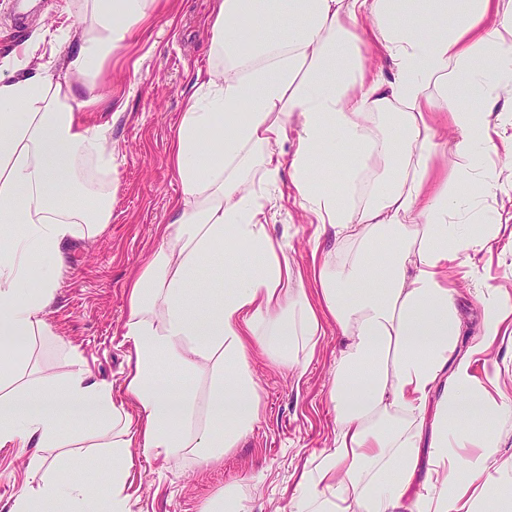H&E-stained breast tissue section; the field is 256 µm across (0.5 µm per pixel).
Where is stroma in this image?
Instances as JSON below:
<instances>
[{"label": "stroma", "instance_id": "1", "mask_svg": "<svg viewBox=\"0 0 512 512\" xmlns=\"http://www.w3.org/2000/svg\"><path fill=\"white\" fill-rule=\"evenodd\" d=\"M81 0H33L19 16L16 0H0V58L53 73L64 69L65 46H78L87 23L77 19ZM216 0H168L154 13L148 31L158 46L149 54L123 48L98 78L100 103L85 120L112 128L119 156L112 180L118 190L112 203V226L92 242L65 251V268L48 314L57 336L39 349L38 370L44 383L68 370L61 344L74 347L92 374L121 388L128 372L129 348L121 342L127 318L124 284L154 249L155 227L170 218V202L179 190L167 155L196 73L210 64L209 47ZM489 217L500 226L494 246L475 260H459L449 270L458 293L461 346L480 336L481 299L489 288L512 296V191L490 202ZM267 230L282 241L301 268L311 263L313 244L332 249V229L312 223L289 196L275 191L266 208ZM316 358L304 376L274 368L263 358L253 362L254 381L264 417L238 448L221 462L208 463L189 454L167 459L133 447L132 477L127 489L130 512H204L230 482L248 480L250 512H285L297 474L313 454L331 447L336 420L328 394L334 378L336 326L326 323ZM28 448H0V512H10L28 475ZM43 456H64L62 476L91 487L104 484L112 468L108 456L86 449L46 448Z\"/></svg>", "mask_w": 512, "mask_h": 512}]
</instances>
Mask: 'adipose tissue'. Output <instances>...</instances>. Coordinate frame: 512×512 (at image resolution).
I'll list each match as a JSON object with an SVG mask.
<instances>
[{
	"label": "adipose tissue",
	"instance_id": "ef3b65f1",
	"mask_svg": "<svg viewBox=\"0 0 512 512\" xmlns=\"http://www.w3.org/2000/svg\"><path fill=\"white\" fill-rule=\"evenodd\" d=\"M160 6L85 0L91 26L64 75L0 60V447L33 451L11 512H98L102 501L128 512L136 445L219 460L263 418L253 359L304 375L328 320L336 434L304 465L289 512H512V456L495 430L512 396L497 374L473 373L493 342L512 344V300L487 293L482 334L463 349L448 284L449 265L499 233L474 213L508 183L487 155L493 133L512 126V0H219L215 64L198 73L168 155L180 193L125 284L134 364L124 397L72 349L52 386L29 379L32 344L52 333L65 246L112 222L111 130L78 114L98 101L95 76L143 39ZM272 19L282 23L273 37ZM366 43L389 69L364 64ZM451 131L447 172L436 158ZM348 149L344 178L324 182L315 158ZM285 174L336 238L307 276L262 222ZM228 245L250 256L248 275L224 269ZM206 263L222 294L192 291ZM78 442L111 449L103 488L62 479L41 454Z\"/></svg>",
	"mask_w": 512,
	"mask_h": 512
}]
</instances>
